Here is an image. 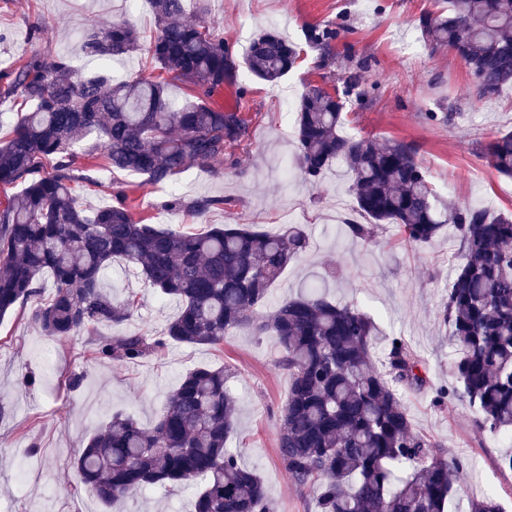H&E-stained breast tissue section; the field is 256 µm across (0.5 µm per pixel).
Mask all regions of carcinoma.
<instances>
[{"mask_svg": "<svg viewBox=\"0 0 512 512\" xmlns=\"http://www.w3.org/2000/svg\"><path fill=\"white\" fill-rule=\"evenodd\" d=\"M150 2L158 25L148 49L156 76L123 82L104 70L82 76L68 57L38 54L0 72V97L29 106L0 140V187L21 186L0 206V317L40 296L49 273L52 297L37 303L31 320L59 340L87 333L100 359L135 363L171 344L218 346L236 329L271 335L289 376L278 455L291 482L317 494L319 512H453L468 463L447 457L415 427L404 393L423 389L427 376L405 339L380 337L358 306L316 289L259 312L271 285L307 251L302 229L217 224L184 233L135 219L120 190L110 206L78 205L72 184L94 179L78 174L77 146L91 134V151L108 167L151 186L168 184L191 164H238L231 148L248 135L247 120L211 104L221 89L237 85L234 51L214 26L183 19L184 0ZM419 29L428 49L447 46L466 63L478 98L512 85V0H446L419 19ZM304 37L324 51L336 39V24L308 26ZM81 46L89 58L119 60L139 47V33L127 20L93 22ZM300 59L297 44L274 30L260 33L246 53L249 71L270 84ZM172 83L189 90L184 104L170 99ZM369 94L355 79L344 80L343 96L363 102ZM295 112L303 178L316 183L334 161L347 165L356 211L369 218L346 222L352 238L370 242L377 225L395 224L405 241L425 248L446 226L455 228L463 262L439 317L457 350V385L437 390L435 403L465 399L477 431L512 436V217L441 204L410 143L343 135L342 96L309 85ZM484 153L498 173L512 176V131L497 135ZM116 258L178 303L158 335L97 334L99 326L133 315L135 297L119 301L101 285ZM228 379L222 367L190 370L150 427L112 416L74 462L82 481L108 509L149 486L170 493L194 486L195 512H274L259 473L226 447L236 431ZM468 508L504 512L494 493Z\"/></svg>", "mask_w": 512, "mask_h": 512, "instance_id": "1", "label": "carcinoma"}]
</instances>
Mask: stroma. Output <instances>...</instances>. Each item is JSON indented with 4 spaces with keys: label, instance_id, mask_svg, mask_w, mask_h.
I'll return each instance as SVG.
<instances>
[{
    "label": "stroma",
    "instance_id": "1",
    "mask_svg": "<svg viewBox=\"0 0 512 512\" xmlns=\"http://www.w3.org/2000/svg\"><path fill=\"white\" fill-rule=\"evenodd\" d=\"M439 0H185L187 20L213 24L237 55L251 40L274 29L301 41L306 26L333 22L340 33L330 49L307 48L299 65L278 84L253 77L240 66L238 84L213 98L227 109L240 108L250 136L236 149L239 165L217 172L197 165L176 175L165 188L142 176L112 172L102 158L86 159L95 184L76 183L86 209L111 205L121 187L135 218L149 224L200 233L213 224H250L259 230L302 228L309 247L280 275L267 298L268 308L310 285L333 300L357 305L373 318L382 335L405 338L423 358L428 385L406 393L404 402L419 431L450 455L472 464L460 500L496 491L512 492V472L498 462L512 454V441L476 432L467 401L450 407L434 403L436 390L452 387L453 348L439 319V307L461 261L454 230L434 245L416 248L403 241L395 225H381L372 243L351 239L341 215L356 217L345 165L329 170L322 182L303 180L295 161L289 100L307 85L342 89L349 76L374 86L369 103L345 105L349 134L378 142L405 141L436 192L449 205L477 206L512 214V178L500 175L483 147L512 130V86L492 99H478L473 77L455 51L442 47L419 56L402 52L403 40L420 39L419 18ZM130 20L143 41L156 33L147 0H0V71L34 53L70 57L82 74L100 70L86 58L81 37L90 20ZM45 22L42 39L30 37L33 22ZM114 80L151 72L146 50L105 66ZM216 199L204 215L189 212L195 198ZM105 285L115 298L135 295L131 319L102 327L105 335L161 332L178 312L121 259L106 271ZM30 305L0 318V512H106L80 481L73 462L87 439L117 413L150 424L181 377L198 365L224 367L237 405V432L227 442L241 461L256 468L275 512H315V496L291 483L277 454L279 413L288 396L287 371L277 364L274 337L237 330L220 347L173 345L134 364L94 360L86 336L65 341L44 335L30 321ZM79 374L78 388L68 385ZM194 492L174 494L150 487L122 504V512H193Z\"/></svg>",
    "mask_w": 512,
    "mask_h": 512
}]
</instances>
